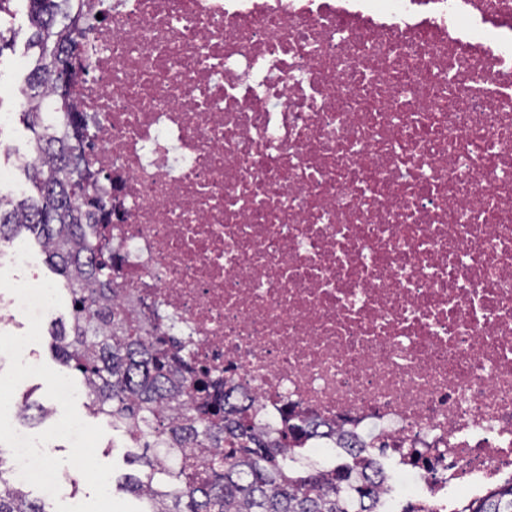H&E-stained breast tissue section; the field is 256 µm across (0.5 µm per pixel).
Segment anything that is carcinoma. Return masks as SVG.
<instances>
[{
	"label": "carcinoma",
	"mask_w": 512,
	"mask_h": 512,
	"mask_svg": "<svg viewBox=\"0 0 512 512\" xmlns=\"http://www.w3.org/2000/svg\"><path fill=\"white\" fill-rule=\"evenodd\" d=\"M28 73L23 120L38 160L23 166L32 194H0V241L31 232L64 278L70 326L51 336L62 361L83 374L93 412L112 423L142 469L115 484L142 512H380L378 473L340 464L299 472L285 441L308 435L307 422L271 440L257 433L232 391L186 369L185 360L113 302L116 283L106 245L86 224L111 211L85 174L84 121L71 99L76 74L92 68L81 46L97 18L84 0H27ZM0 457V512H46L6 477ZM457 512H512V483Z\"/></svg>",
	"instance_id": "carcinoma-1"
}]
</instances>
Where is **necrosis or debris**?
Listing matches in <instances>:
<instances>
[{
	"mask_svg": "<svg viewBox=\"0 0 512 512\" xmlns=\"http://www.w3.org/2000/svg\"><path fill=\"white\" fill-rule=\"evenodd\" d=\"M84 52L117 302L427 512L512 481V0H112Z\"/></svg>",
	"mask_w": 512,
	"mask_h": 512,
	"instance_id": "obj_1",
	"label": "necrosis or debris"
}]
</instances>
